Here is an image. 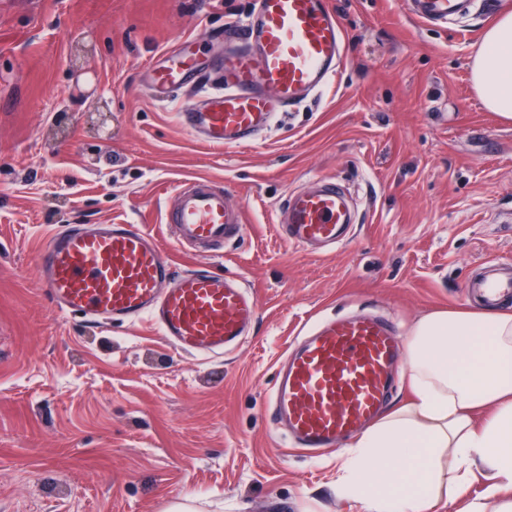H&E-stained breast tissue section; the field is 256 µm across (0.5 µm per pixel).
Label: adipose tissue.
<instances>
[{"label": "adipose tissue", "mask_w": 512, "mask_h": 512, "mask_svg": "<svg viewBox=\"0 0 512 512\" xmlns=\"http://www.w3.org/2000/svg\"><path fill=\"white\" fill-rule=\"evenodd\" d=\"M471 82L488 111L512 121V13L484 31ZM406 376L411 398L344 448L340 490L362 512H427L479 480L495 512H512V314L423 316Z\"/></svg>", "instance_id": "adipose-tissue-1"}]
</instances>
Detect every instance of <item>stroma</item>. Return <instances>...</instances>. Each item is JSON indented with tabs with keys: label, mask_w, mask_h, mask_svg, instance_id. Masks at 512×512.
<instances>
[{
	"label": "stroma",
	"mask_w": 512,
	"mask_h": 512,
	"mask_svg": "<svg viewBox=\"0 0 512 512\" xmlns=\"http://www.w3.org/2000/svg\"><path fill=\"white\" fill-rule=\"evenodd\" d=\"M346 55L330 86L277 116L255 146L187 134L188 94L156 102L145 69L175 40L222 49L252 0H0V512H360L336 489L338 449L273 433L286 349L368 310L410 334L440 309L481 310L464 284L512 274V122L483 107L468 34L403 0H331ZM317 175L359 211L327 255L291 247L279 210ZM223 184L243 239L210 257L260 313L224 356L175 350L148 319L58 311L36 253L69 224H143L183 271L199 265L161 221L187 179Z\"/></svg>",
	"instance_id": "obj_1"
}]
</instances>
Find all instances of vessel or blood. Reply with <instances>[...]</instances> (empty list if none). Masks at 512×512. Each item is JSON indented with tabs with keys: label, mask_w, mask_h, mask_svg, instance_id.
Here are the masks:
<instances>
[{
	"label": "vessel or blood",
	"mask_w": 512,
	"mask_h": 512,
	"mask_svg": "<svg viewBox=\"0 0 512 512\" xmlns=\"http://www.w3.org/2000/svg\"><path fill=\"white\" fill-rule=\"evenodd\" d=\"M498 0H407L423 23L459 25L466 9L491 16ZM228 53L204 63L181 40L148 77L156 101L207 87L205 106L179 115L181 126L210 147L244 146L279 113L321 92L345 52L330 0H255L241 22L224 26ZM179 248L208 254L242 239V208L211 179L186 180L166 206ZM289 245L336 247L357 217L352 198L332 176L291 192L280 211ZM37 264L51 302L61 312L123 323L149 317L176 350L222 356L249 335L258 304L238 279L210 270L176 273L154 236L140 224H81L52 234ZM470 294L494 305L512 298V276L494 271L468 281ZM400 331L389 320L360 314L329 320L291 348L278 373L272 408L293 446L335 447L370 424L385 406L400 355Z\"/></svg>",
	"instance_id": "vessel-or-blood-1"
}]
</instances>
